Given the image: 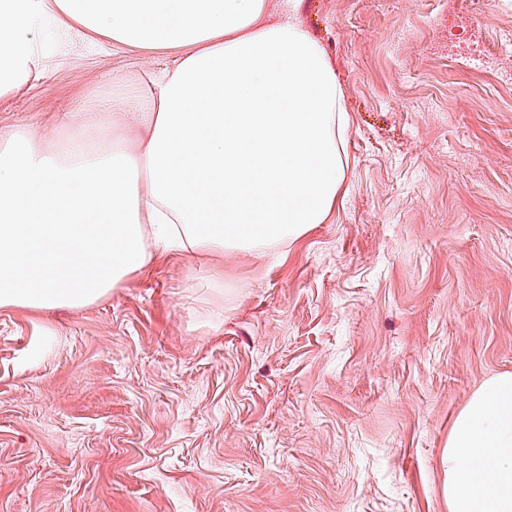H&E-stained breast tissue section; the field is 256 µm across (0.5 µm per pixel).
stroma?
Returning a JSON list of instances; mask_svg holds the SVG:
<instances>
[{"label":"stroma","mask_w":512,"mask_h":512,"mask_svg":"<svg viewBox=\"0 0 512 512\" xmlns=\"http://www.w3.org/2000/svg\"><path fill=\"white\" fill-rule=\"evenodd\" d=\"M350 127L335 211L275 256L161 254L77 309L0 308V512H448L468 397L512 373V83L493 0H301ZM0 127L175 50L63 49Z\"/></svg>","instance_id":"obj_1"}]
</instances>
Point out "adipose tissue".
<instances>
[{
	"label": "adipose tissue",
	"mask_w": 512,
	"mask_h": 512,
	"mask_svg": "<svg viewBox=\"0 0 512 512\" xmlns=\"http://www.w3.org/2000/svg\"><path fill=\"white\" fill-rule=\"evenodd\" d=\"M300 3L270 22L267 0H0V97L37 80L47 28L180 52L67 113L65 146L0 128V308H82L158 253L268 256L324 223L349 116ZM443 462L448 512H512V374L467 399Z\"/></svg>",
	"instance_id": "1"
}]
</instances>
